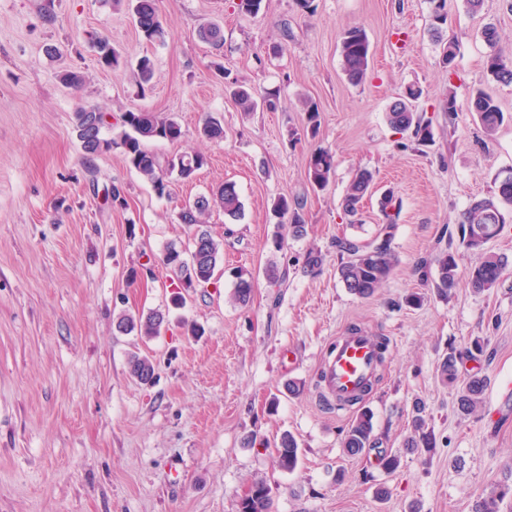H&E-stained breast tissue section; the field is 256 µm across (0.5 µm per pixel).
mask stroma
<instances>
[{
  "instance_id": "obj_1",
  "label": "stroma",
  "mask_w": 512,
  "mask_h": 512,
  "mask_svg": "<svg viewBox=\"0 0 512 512\" xmlns=\"http://www.w3.org/2000/svg\"><path fill=\"white\" fill-rule=\"evenodd\" d=\"M239 3L159 0L166 37L150 43L113 0H0V512H239L258 480L273 512H474L512 474V220L487 245L509 260L494 287L469 286L477 256L457 242L450 292L439 294L420 268L440 250L443 228H457L468 205L512 169V83L487 76L481 36L496 25L512 53V10L484 0L473 15L465 0H446L445 34L458 39L449 71L428 0H314L309 13L295 0H264L255 16ZM206 23L222 28V51L199 40ZM352 27L371 50L360 85L340 64L341 36ZM95 35L119 52L118 66H100ZM145 55L154 70L143 89L136 65ZM71 69L85 74L81 88L62 82ZM235 85L277 92V110L244 115L229 93ZM410 85L421 88L415 109L431 123L423 145L386 119ZM478 88L505 114L491 136L469 109ZM451 94L457 110L448 113ZM306 98L320 110L314 137L303 131ZM82 107L110 116L108 138L127 110L175 115L181 141L148 149L163 159L196 150L207 163L171 197H157L121 149L85 160L73 120ZM209 115L223 124V141L198 138ZM319 147L336 160L321 191L307 178ZM359 168L374 172L376 189L353 223L341 200ZM226 182L243 216L216 210L208 220L224 241L215 281L184 289V305L172 306L163 254L192 234L177 213ZM116 188L126 207H113ZM389 191L401 211L387 229ZM283 193L304 198L307 234L275 252L272 205ZM385 230L396 267L373 297L359 299L339 279L336 241L366 243ZM312 247L325 259L309 274ZM271 260L282 283L265 276ZM236 269L256 279L245 306L230 301ZM412 293L420 304L406 303ZM157 309L168 314L160 336L145 342L113 329L120 312ZM353 327L388 343L365 404L378 450L399 457L392 472L378 451L347 455L342 437L355 413L322 403L316 365ZM134 351L154 363L150 385L128 375ZM451 355L453 383L441 375ZM474 373L487 379L484 401L464 415L456 395ZM289 380L302 383L299 395L284 390ZM418 413L434 445L410 450ZM286 432L300 446L290 472L275 448Z\"/></svg>"
}]
</instances>
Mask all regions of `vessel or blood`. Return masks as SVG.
Listing matches in <instances>:
<instances>
[{
  "instance_id": "1",
  "label": "vessel or blood",
  "mask_w": 512,
  "mask_h": 512,
  "mask_svg": "<svg viewBox=\"0 0 512 512\" xmlns=\"http://www.w3.org/2000/svg\"><path fill=\"white\" fill-rule=\"evenodd\" d=\"M381 362L377 337L361 332L338 337L317 370L325 407L333 409L350 404L354 397L374 384Z\"/></svg>"
}]
</instances>
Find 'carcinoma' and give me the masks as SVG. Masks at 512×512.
I'll return each mask as SVG.
<instances>
[{
	"instance_id": "obj_1",
	"label": "carcinoma",
	"mask_w": 512,
	"mask_h": 512,
	"mask_svg": "<svg viewBox=\"0 0 512 512\" xmlns=\"http://www.w3.org/2000/svg\"><path fill=\"white\" fill-rule=\"evenodd\" d=\"M433 5V36L441 40L442 63L448 71L454 70L458 45L452 39H441L442 30L447 23L444 13V0H429ZM133 12L136 26L142 36L149 42H162L165 29L158 9V0H134ZM199 38L212 47L224 44V35L220 26L211 24L198 31ZM482 37L490 48L486 59V71L497 82L512 83V55L499 48L501 37L497 28L486 25ZM98 61L104 67L119 64V54L112 48L108 39L99 37L95 41ZM341 68L348 80L357 85L365 81L370 65V45L365 32L359 28L347 30L340 42ZM421 91L410 87L400 100L394 102L387 112V121L396 131L411 132L419 144L432 138L430 121L415 112L412 101L418 99ZM240 111L248 114L254 111L258 102L246 88L234 92ZM472 111L476 112L480 124L487 134H494L504 121V113L498 101L488 92L478 89L470 99ZM306 112L305 131L311 134L320 127V112L312 103H304ZM108 125L106 113L95 108H81L74 113V127L85 158L90 159L112 147L122 149L129 167L136 171L151 187L156 196L163 198L171 195V185L175 181L192 179L200 170L206 159L198 152L182 153L165 160H160L145 147V142L163 139L178 141L183 136L182 127L175 117L162 115L146 109L128 110L121 117L123 130L116 138L106 139L103 130ZM199 136L210 141L224 139V126L210 118L199 129ZM335 159L332 153L319 148L315 150L308 164V179L317 188H325L334 173ZM374 185V174L367 169H359L341 201L345 215H359L365 196ZM512 207V171L507 178L497 179L496 192L493 196L473 201L461 215L459 230L462 244L469 250L479 252L477 263L471 267L468 277L470 285L477 290L495 286L503 275L508 259L485 249L486 244L506 223L505 207ZM219 209L224 215L238 220L243 215V204L236 185L224 183L210 196H198L186 201L178 212V220L194 228L189 244L184 248L171 245L167 248L163 262L172 269L192 272L209 282L223 260L224 241L212 236L207 229L211 212ZM303 201L288 194L280 195L274 202L273 211L279 218H288V236L299 239L306 234L301 211ZM336 248L347 253V261L340 264L338 274L348 292L360 299H368L389 279L396 264L391 248V235L384 233L381 240L360 244L349 239L336 240ZM435 267L438 290L445 293L457 282L458 265L455 256L446 251H439L436 256L421 263L423 272ZM255 288L254 278L249 273H236L233 301L240 305L250 302ZM165 323V315L159 310L146 314H119L113 321L119 332L134 333L143 340L158 336ZM129 375L139 383L154 378L155 367L152 360L138 352L128 356ZM487 386L486 378L475 373L470 375L459 388L457 394L458 410L463 414L475 412L483 403ZM424 421L417 416L414 419V431L419 438L410 437L405 446L408 448L433 447L431 434L423 431ZM342 447L350 456H358L369 448L376 447L373 438V412L363 406L354 421L345 431ZM278 465L285 471H292L299 461V444L290 433H284L276 443ZM512 495V484H501L489 495L481 498L475 512H500L506 496ZM271 491L266 483L256 481L252 485V495L240 502V512H271Z\"/></svg>"
}]
</instances>
